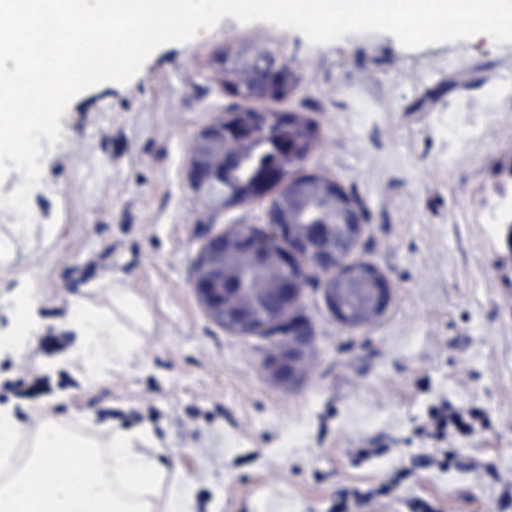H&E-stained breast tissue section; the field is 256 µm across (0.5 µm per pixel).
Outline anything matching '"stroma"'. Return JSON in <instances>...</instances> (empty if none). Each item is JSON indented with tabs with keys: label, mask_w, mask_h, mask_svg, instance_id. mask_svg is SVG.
<instances>
[{
	"label": "stroma",
	"mask_w": 512,
	"mask_h": 512,
	"mask_svg": "<svg viewBox=\"0 0 512 512\" xmlns=\"http://www.w3.org/2000/svg\"><path fill=\"white\" fill-rule=\"evenodd\" d=\"M264 49L290 69L286 95L237 100L223 60ZM512 43L484 34L401 46L388 33L313 45L300 32L227 16L157 48L127 84L75 96L45 151L18 232L0 212V336L31 302L36 345L0 353V412L21 425L42 409L94 426L149 428L180 465L195 512H333L341 489L367 492L433 441L415 436L431 406L477 407L487 428L448 439L456 458L413 473L377 512H512ZM295 113L317 129L303 173L336 182L365 215L356 255L389 280L386 312L336 321L305 285L299 317L314 339L293 384L264 369L275 335L214 322L193 281L200 249L231 224L264 228L268 199L220 212L189 182L191 146L230 104ZM121 281L153 318L141 359L83 384L58 365L74 336L72 300L104 302ZM102 291L89 293L93 284Z\"/></svg>",
	"instance_id": "35a3bbf8"
}]
</instances>
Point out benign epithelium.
I'll use <instances>...</instances> for the list:
<instances>
[{
  "instance_id": "1",
  "label": "benign epithelium",
  "mask_w": 512,
  "mask_h": 512,
  "mask_svg": "<svg viewBox=\"0 0 512 512\" xmlns=\"http://www.w3.org/2000/svg\"><path fill=\"white\" fill-rule=\"evenodd\" d=\"M279 80L255 69L245 59L225 72V82L244 98H263L291 88L288 72L276 68ZM236 113L217 115L198 135L190 150L189 180L208 207L222 208L236 199L229 179L251 149L253 138L268 127L288 123V115L255 112L245 117L251 130L235 138L227 125ZM325 204L318 206L293 168H278L266 182L278 189V201L266 213L270 232L250 224H233L204 244L197 261L194 288L199 302L224 329L242 336L288 323L286 334L267 359V373L276 381L295 382L308 361L312 333L295 317L306 282L325 276L322 293L336 320L349 327L365 326L387 309L392 288L377 270L353 272L352 256L364 232L361 212L336 200V181L315 175Z\"/></svg>"
}]
</instances>
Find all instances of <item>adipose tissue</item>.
Here are the masks:
<instances>
[{"label": "adipose tissue", "instance_id": "ef3b65f1", "mask_svg": "<svg viewBox=\"0 0 512 512\" xmlns=\"http://www.w3.org/2000/svg\"><path fill=\"white\" fill-rule=\"evenodd\" d=\"M67 327L76 342L63 364L88 384L138 362L153 320L116 282L104 305L74 302ZM158 454L147 432H76L47 411L30 427L0 416V461L15 464L0 475V512H193L180 469L160 467Z\"/></svg>", "mask_w": 512, "mask_h": 512}]
</instances>
